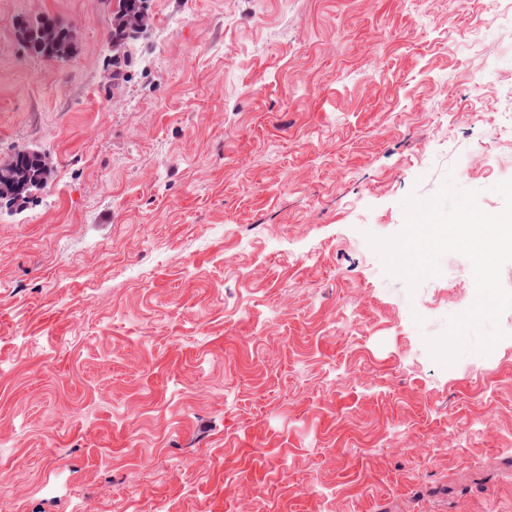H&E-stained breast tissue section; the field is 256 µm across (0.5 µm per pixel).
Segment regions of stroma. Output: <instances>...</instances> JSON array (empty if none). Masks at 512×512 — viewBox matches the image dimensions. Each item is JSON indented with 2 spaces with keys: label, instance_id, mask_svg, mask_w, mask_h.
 Here are the masks:
<instances>
[{
  "label": "stroma",
  "instance_id": "35a3bbf8",
  "mask_svg": "<svg viewBox=\"0 0 512 512\" xmlns=\"http://www.w3.org/2000/svg\"><path fill=\"white\" fill-rule=\"evenodd\" d=\"M115 6L0 0V163L51 162L0 200V512H512V310L442 366L469 260L412 292L367 241L448 175L502 208L496 0ZM115 13L118 22L122 20L131 28L148 26V16L136 0H117ZM22 35L37 56L48 59L67 56L74 39L71 31L58 27L48 18L41 20L32 29L24 28ZM48 170L44 155L17 151L7 166H0V199H25L30 192L46 185Z\"/></svg>",
  "mask_w": 512,
  "mask_h": 512
}]
</instances>
